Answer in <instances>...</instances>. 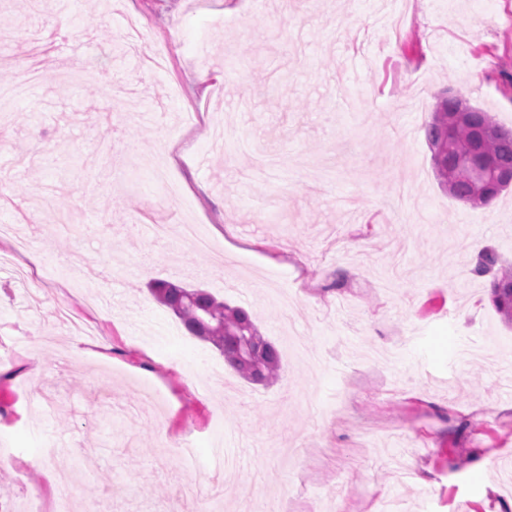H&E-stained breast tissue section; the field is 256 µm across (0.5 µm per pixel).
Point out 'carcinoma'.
I'll return each instance as SVG.
<instances>
[{
    "instance_id": "obj_1",
    "label": "carcinoma",
    "mask_w": 512,
    "mask_h": 512,
    "mask_svg": "<svg viewBox=\"0 0 512 512\" xmlns=\"http://www.w3.org/2000/svg\"><path fill=\"white\" fill-rule=\"evenodd\" d=\"M458 96L445 95L436 105L425 136L434 167L449 193L465 203L487 205L512 185V130L499 125L490 113L476 107L457 115ZM473 155L487 168L483 189L472 184L462 169L464 157ZM500 261L494 251L481 254L473 272L487 273ZM492 300L497 310L512 322V271L503 268L492 282ZM151 291L170 309L191 335L227 353V362L243 378L270 384L281 369L276 347L262 336L252 316L231 307L201 288H183L157 280Z\"/></svg>"
}]
</instances>
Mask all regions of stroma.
I'll return each mask as SVG.
<instances>
[{
    "label": "stroma",
    "instance_id": "stroma-1",
    "mask_svg": "<svg viewBox=\"0 0 512 512\" xmlns=\"http://www.w3.org/2000/svg\"><path fill=\"white\" fill-rule=\"evenodd\" d=\"M55 9L67 29L27 26L0 63L9 87L39 69L0 119V503L197 512L182 485L215 478L212 512H374L392 488L407 512H512V324L473 273L487 248L512 263V189L449 196L425 137L445 90L512 128V0ZM37 190L71 221L32 214ZM196 219L210 253L179 232ZM146 267L250 312L280 378H241Z\"/></svg>",
    "mask_w": 512,
    "mask_h": 512
}]
</instances>
